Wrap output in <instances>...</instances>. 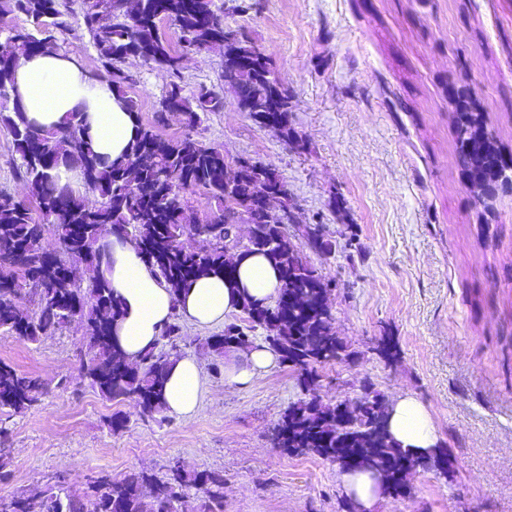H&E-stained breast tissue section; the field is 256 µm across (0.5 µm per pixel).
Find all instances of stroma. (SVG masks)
I'll return each instance as SVG.
<instances>
[{"label": "stroma", "instance_id": "obj_1", "mask_svg": "<svg viewBox=\"0 0 512 512\" xmlns=\"http://www.w3.org/2000/svg\"><path fill=\"white\" fill-rule=\"evenodd\" d=\"M240 2L215 0L225 25L268 56L303 148L239 111L217 49L184 57L182 77L223 93V111L191 130L172 117L162 131L275 169L298 206L288 234L323 225L334 251L305 257L334 286L333 326L351 357L312 382L280 362L240 387L213 370L205 344L240 312L206 329L186 323L180 351L202 364V406L144 419L80 384L81 322L35 345L0 335V361L51 388L25 414L0 413L13 471L0 495L60 480L82 488L100 472L164 478L179 465L223 472L224 512H345L339 465L282 453L271 433L311 395L336 404L372 390L427 407L447 466L417 469L406 495L382 494L370 512H512V192L488 209L478 201L454 124L455 92L471 94L512 152V0H260L247 13ZM126 68L138 119L152 122L169 75L139 60ZM349 229L362 246L351 260ZM115 413L124 428H112Z\"/></svg>", "mask_w": 512, "mask_h": 512}]
</instances>
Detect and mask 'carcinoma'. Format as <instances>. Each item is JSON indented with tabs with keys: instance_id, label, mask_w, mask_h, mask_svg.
Returning <instances> with one entry per match:
<instances>
[{
	"instance_id": "cac0c4a2",
	"label": "carcinoma",
	"mask_w": 512,
	"mask_h": 512,
	"mask_svg": "<svg viewBox=\"0 0 512 512\" xmlns=\"http://www.w3.org/2000/svg\"><path fill=\"white\" fill-rule=\"evenodd\" d=\"M82 21L114 91L131 113L136 102L126 95L129 75L122 68L125 58L149 47L151 62L166 68L171 81L165 93L182 97L183 124L192 129L209 112L224 110V96L201 85L186 93L181 79L182 53L200 52L213 47L212 39L224 35L223 22L215 13L213 0H80ZM23 15L34 28L11 25L0 28V97H14L15 64L31 51L34 42L44 52H58L56 32L70 27V11L65 0H0V21ZM171 22L180 34L181 51L174 50L159 32L157 17ZM236 49L250 61L241 71L239 83L248 87L237 105L256 124L266 125L261 105L270 83L276 81L268 57L241 33ZM455 130L459 163L472 181L484 188L507 185L512 188V157L499 146L488 130L486 113L471 95L456 102ZM290 109L280 113V136L285 143L302 147L289 123ZM164 114L159 112L151 125L139 124V137L126 156L107 162L91 150L83 135L82 121L71 118L63 130L48 129L29 121L18 103L0 111V128L12 139L11 162L17 177L26 186L30 202L0 192V332L21 341L37 344L45 336L62 332L73 316L84 323L86 350L80 353V380L115 403L132 400L140 416L153 418L163 411L162 394L171 353L151 349L137 363H129L109 340L106 328L121 314V304L112 295L108 281L97 269L103 250L96 247L105 231L132 237L141 244L142 254L173 289L189 280L223 270L233 262L224 253V236L235 232L236 213L224 206L235 195L240 207L249 210L258 193L279 195L288 206V188L275 169L255 162L230 180L224 172V152L206 147L187 134L170 138L161 133ZM78 162L85 170L84 192L57 191L51 171ZM176 179L181 188L204 191L216 203V210L201 217L188 199L165 189ZM96 196L89 205L83 193ZM86 225V236L76 239L72 225ZM251 237L239 254L260 253L278 265L283 286L279 299L294 297L300 312L293 319L279 317V306L244 300L247 318L267 331V340L282 362L300 368L314 378L315 366L342 362L347 347L336 336L328 310L303 306L309 297L330 295L331 284L303 257L308 248L330 252L334 244L320 224L305 225L303 240L288 236L282 225L254 213ZM53 232L72 268L67 284L57 281L54 269L42 261L47 232ZM22 255L26 270L14 271V260ZM32 298L35 308L21 311L16 299ZM218 355L224 349H246L251 340L234 323L224 334L207 340ZM50 393L41 377L22 373L0 362V412L22 415L37 406ZM386 401L378 394L360 401V425L352 429L336 427L341 405L325 403L315 395L291 406L274 428L273 443L292 455L314 454L331 461L339 459L343 448H359L377 461L404 456L387 435L373 433L369 421L385 414ZM8 436L0 429V482L11 474ZM444 465L446 459L434 449L420 461L387 476L385 491L399 494L409 485L418 467ZM202 491L196 512H224V474L220 471L189 472L181 466L171 469L166 479L144 471H130L121 479L100 475L78 489L64 482L44 489L37 496L25 493L8 497L0 512H182L189 490Z\"/></svg>"
}]
</instances>
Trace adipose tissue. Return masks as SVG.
<instances>
[{"mask_svg": "<svg viewBox=\"0 0 512 512\" xmlns=\"http://www.w3.org/2000/svg\"><path fill=\"white\" fill-rule=\"evenodd\" d=\"M18 98L28 119L61 129L72 115H81L84 133L93 151L112 161L125 154L137 134L135 118L126 112L106 75H90L73 57L34 53L20 59L16 71ZM234 274L217 273L172 290L146 262L134 240L113 241L104 251L100 277L112 286L122 305L112 334L130 361L153 347L174 316L197 328L212 327L226 314L239 310L244 298L260 303L277 299L281 274L267 257H236ZM277 354L259 345L231 351L225 365L227 378L240 385L275 367ZM204 398L202 366L193 355L174 360L164 388V409L183 418L193 416ZM388 431L410 455H427L438 442L429 411L415 397L392 399Z\"/></svg>", "mask_w": 512, "mask_h": 512, "instance_id": "1", "label": "adipose tissue"}]
</instances>
